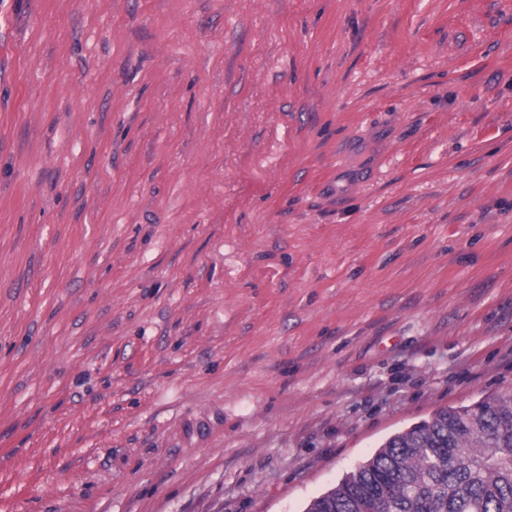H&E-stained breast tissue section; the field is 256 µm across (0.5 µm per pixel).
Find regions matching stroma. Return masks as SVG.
<instances>
[{
  "instance_id": "35a3bbf8",
  "label": "stroma",
  "mask_w": 512,
  "mask_h": 512,
  "mask_svg": "<svg viewBox=\"0 0 512 512\" xmlns=\"http://www.w3.org/2000/svg\"><path fill=\"white\" fill-rule=\"evenodd\" d=\"M512 393V0H0V512H306Z\"/></svg>"
}]
</instances>
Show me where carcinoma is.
<instances>
[{
    "label": "carcinoma",
    "instance_id": "carcinoma-1",
    "mask_svg": "<svg viewBox=\"0 0 512 512\" xmlns=\"http://www.w3.org/2000/svg\"><path fill=\"white\" fill-rule=\"evenodd\" d=\"M389 438L307 512H512V394Z\"/></svg>",
    "mask_w": 512,
    "mask_h": 512
}]
</instances>
